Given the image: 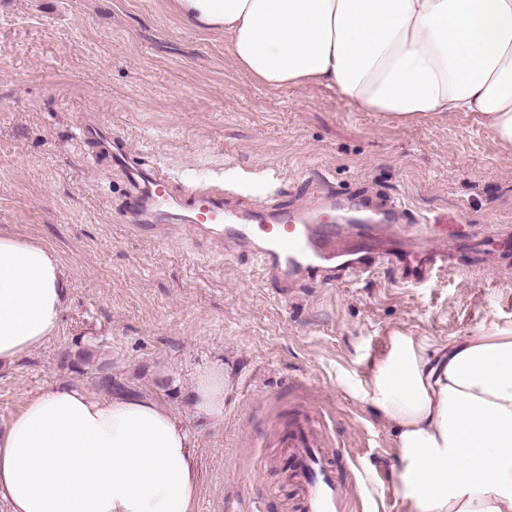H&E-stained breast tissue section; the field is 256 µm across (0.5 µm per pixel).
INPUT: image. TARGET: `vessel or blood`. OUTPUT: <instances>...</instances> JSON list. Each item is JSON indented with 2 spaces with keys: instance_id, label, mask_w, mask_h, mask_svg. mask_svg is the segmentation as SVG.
Returning <instances> with one entry per match:
<instances>
[{
  "instance_id": "b4317fda",
  "label": "vessel or blood",
  "mask_w": 512,
  "mask_h": 512,
  "mask_svg": "<svg viewBox=\"0 0 512 512\" xmlns=\"http://www.w3.org/2000/svg\"><path fill=\"white\" fill-rule=\"evenodd\" d=\"M123 173L131 192L126 212L132 229L165 238L180 230L212 240L225 256L256 259L267 279L296 284L361 277L388 266L403 281L429 279L447 266L448 254L435 246L431 225L412 224L400 205H358L327 194L292 208L256 201L246 210L227 207L221 188L173 190L166 176L135 162L125 141L111 129L90 123L80 131ZM292 462L302 512H352L346 481L330 461L328 435L317 410L299 414L281 441Z\"/></svg>"
}]
</instances>
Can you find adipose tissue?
I'll return each mask as SVG.
<instances>
[{"instance_id": "adipose-tissue-1", "label": "adipose tissue", "mask_w": 512, "mask_h": 512, "mask_svg": "<svg viewBox=\"0 0 512 512\" xmlns=\"http://www.w3.org/2000/svg\"><path fill=\"white\" fill-rule=\"evenodd\" d=\"M223 30L271 86L319 84L401 124L475 112L512 148V0H176ZM67 274L44 245L0 234V364L50 340ZM362 398L393 427L406 512H512V327L438 344L391 336ZM196 411L224 417V373L200 376ZM199 469L179 416L148 395L50 387L0 432L11 512H195Z\"/></svg>"}]
</instances>
